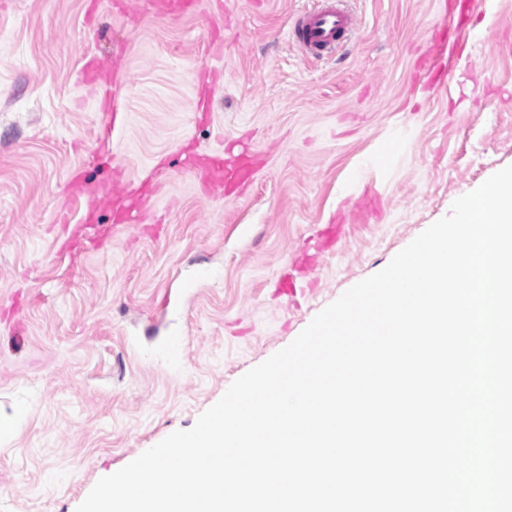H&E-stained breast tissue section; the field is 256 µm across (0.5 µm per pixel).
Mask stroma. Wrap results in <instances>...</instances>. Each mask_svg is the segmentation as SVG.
<instances>
[{"mask_svg":"<svg viewBox=\"0 0 512 512\" xmlns=\"http://www.w3.org/2000/svg\"><path fill=\"white\" fill-rule=\"evenodd\" d=\"M112 2L0 0V512H76L512 165V0L462 16L448 0H344L356 31L321 60L291 38L316 0L175 18ZM92 57L116 65L123 112L101 158ZM235 140L265 164L207 200L180 150ZM116 157L155 189L142 223L114 228L106 209L101 242L64 248L83 215L72 170L107 185ZM339 222L302 292L282 295Z\"/></svg>","mask_w":512,"mask_h":512,"instance_id":"35a3bbf8","label":"stroma"}]
</instances>
